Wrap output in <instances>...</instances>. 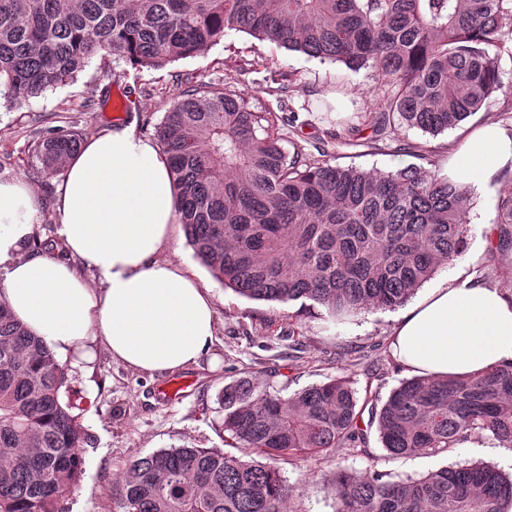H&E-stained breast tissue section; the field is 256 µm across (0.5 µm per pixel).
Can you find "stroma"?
Segmentation results:
<instances>
[{
	"instance_id": "stroma-1",
	"label": "stroma",
	"mask_w": 512,
	"mask_h": 512,
	"mask_svg": "<svg viewBox=\"0 0 512 512\" xmlns=\"http://www.w3.org/2000/svg\"><path fill=\"white\" fill-rule=\"evenodd\" d=\"M500 70L504 92L496 93L461 126L435 137L403 127L378 139L369 118L377 93L371 70L322 63L229 30L203 54L161 70L97 58L73 83L17 107L1 103L0 176L29 183L41 212L34 236L53 240L56 189L65 172L44 171L35 151L39 137L62 128L83 140L115 124L132 122L141 135L152 139L165 112L184 90H221L229 85L244 93L257 112L278 111L280 97H287L296 112L284 130V148L328 142L332 145L328 158L340 166L381 172L421 166L432 171L442 167L451 146L483 121L495 120L512 129V99L505 96L512 90V57H502ZM285 73L290 76L286 82L281 79ZM339 86L347 95L346 115L341 119L323 108L324 102L334 100ZM427 144L433 153L424 159L420 152ZM490 189V203L477 196L471 200L468 245L456 264L512 297V248L500 246L503 232L512 233V223L504 224L501 208L503 197L512 193V170L497 173ZM164 257L196 274L211 291L216 309L211 355L199 366L152 376L114 361L101 346L92 364L68 366L75 412L93 446L85 453V472L64 501L63 512H120L110 489L135 457L182 446L234 452L233 441L220 431L224 410L219 401L232 378L253 376L271 390L289 394L344 377L359 394L368 396L370 404L379 406L407 377L389 350L395 311L371 310L337 324L303 299L271 303L240 296L212 278L179 225ZM214 356L219 359L215 366L210 363ZM172 384L179 385V393L164 396V388ZM507 454L505 448L490 452L471 442L437 455L392 458L372 427L365 451L339 448L327 456L297 457L285 464L284 477L302 487L301 495L291 498L286 509L336 512L338 504L326 480L339 468L372 467L398 480L482 461L510 474Z\"/></svg>"
}]
</instances>
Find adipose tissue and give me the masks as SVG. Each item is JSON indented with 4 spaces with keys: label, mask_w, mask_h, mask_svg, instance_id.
Listing matches in <instances>:
<instances>
[{
    "label": "adipose tissue",
    "mask_w": 512,
    "mask_h": 512,
    "mask_svg": "<svg viewBox=\"0 0 512 512\" xmlns=\"http://www.w3.org/2000/svg\"><path fill=\"white\" fill-rule=\"evenodd\" d=\"M512 167V131L489 121L455 145L442 173L479 186ZM53 255L29 251L38 210L23 179H0V291L55 355L89 362L96 345L152 374L198 364L215 307L196 275L163 259L174 225L166 155L134 126L89 137L64 163ZM96 279L88 281L83 270ZM392 352L415 376H463L512 361V298L455 272L398 316Z\"/></svg>",
    "instance_id": "1"
}]
</instances>
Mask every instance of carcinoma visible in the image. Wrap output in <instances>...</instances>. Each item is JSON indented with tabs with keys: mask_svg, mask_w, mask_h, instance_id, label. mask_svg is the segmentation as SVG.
<instances>
[{
	"mask_svg": "<svg viewBox=\"0 0 512 512\" xmlns=\"http://www.w3.org/2000/svg\"><path fill=\"white\" fill-rule=\"evenodd\" d=\"M228 30L322 62L369 68L379 137L399 125L432 136L503 90L512 0H0V97L21 104L77 78L93 58L162 69L204 53ZM280 112L242 94L190 89L157 136L181 224L220 284L250 299L309 300L337 322L406 303L462 255L471 195L411 166L340 167L325 149L288 152ZM64 131L36 151L54 171L77 151ZM223 430L248 457L171 448L126 465L121 512H282L301 488L278 463L366 444L357 390L344 378L289 395L248 377L224 385ZM67 370L0 296V512H62L91 437L73 413ZM370 422L391 457L446 452L488 435L512 448V362L460 378L402 381ZM337 512H506L512 476L483 462L389 480L376 469L328 480Z\"/></svg>",
	"mask_w": 512,
	"mask_h": 512,
	"instance_id": "cac0c4a2",
	"label": "carcinoma"
}]
</instances>
